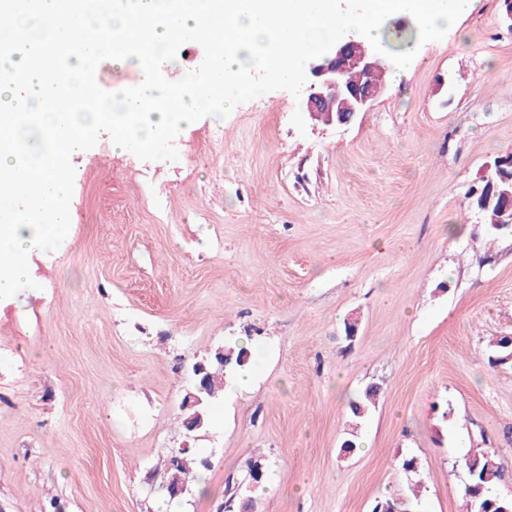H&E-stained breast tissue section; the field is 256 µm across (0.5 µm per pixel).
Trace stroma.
<instances>
[{"label":"stroma","mask_w":512,"mask_h":512,"mask_svg":"<svg viewBox=\"0 0 512 512\" xmlns=\"http://www.w3.org/2000/svg\"><path fill=\"white\" fill-rule=\"evenodd\" d=\"M503 12L478 0L348 125L274 90L183 126L177 160L105 133L73 157L68 245L32 249L35 288L0 300V512H154L189 370L235 338L251 383L213 403L180 512H224L256 461L254 512H372L409 455L420 512H463L479 448L512 486V362L487 350L512 334V236L468 205L512 152ZM379 394V386L370 385L365 389L362 396L349 402L351 418L356 427L359 425V421L365 417L370 408L374 405L375 401L379 397Z\"/></svg>","instance_id":"obj_1"}]
</instances>
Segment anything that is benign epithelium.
<instances>
[{"label": "benign epithelium", "instance_id": "7a95c632", "mask_svg": "<svg viewBox=\"0 0 512 512\" xmlns=\"http://www.w3.org/2000/svg\"><path fill=\"white\" fill-rule=\"evenodd\" d=\"M380 69V80L374 89L367 87L366 77ZM310 84L306 89L304 113L313 124L341 127L363 112L385 89L389 69L381 65V55L370 44L358 43L350 50V42L339 40L325 55L309 64ZM201 363L191 368V388L182 405L193 409L202 402L205 382L200 377Z\"/></svg>", "mask_w": 512, "mask_h": 512}]
</instances>
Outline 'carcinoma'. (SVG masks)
I'll return each instance as SVG.
<instances>
[{"mask_svg": "<svg viewBox=\"0 0 512 512\" xmlns=\"http://www.w3.org/2000/svg\"><path fill=\"white\" fill-rule=\"evenodd\" d=\"M512 196V164L493 166L486 178L479 181L470 191V205L484 219L487 234L496 238L503 235L505 222L512 219V210L507 208L508 197ZM488 361L491 365L506 363L512 355V347L507 337L497 336L489 341ZM224 362L209 360L206 362V388L209 403H214L221 387L233 382L238 373L251 365V350L234 341L224 344ZM380 387L368 386L363 395L349 402L351 418L354 423L365 417L379 397ZM204 469L208 463L200 457L198 449L183 451L172 449L168 456V482L174 487L192 481L190 465ZM468 481L461 490V496L467 504V512H512V499L501 495L497 486L502 474L493 450H479L465 459ZM417 494L390 496L376 500L372 512H418Z\"/></svg>", "mask_w": 512, "mask_h": 512, "instance_id": "carcinoma-1", "label": "carcinoma"}]
</instances>
